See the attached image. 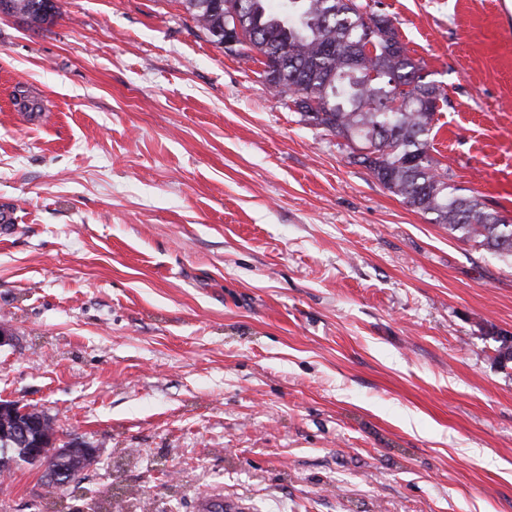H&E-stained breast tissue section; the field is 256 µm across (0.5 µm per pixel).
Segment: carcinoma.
<instances>
[{"label":"carcinoma","mask_w":512,"mask_h":512,"mask_svg":"<svg viewBox=\"0 0 512 512\" xmlns=\"http://www.w3.org/2000/svg\"><path fill=\"white\" fill-rule=\"evenodd\" d=\"M43 14L24 17L41 26L57 13L53 0ZM181 0L184 9L217 45L240 22L237 51L262 65V76L304 116L356 145L354 162L410 207L460 238L512 257V224L475 197L448 184V169L430 153L433 120L445 93L425 80L392 21L379 18L367 0ZM35 464L30 444L0 432V475ZM86 467L75 444L48 460L47 487L71 483Z\"/></svg>","instance_id":"obj_1"}]
</instances>
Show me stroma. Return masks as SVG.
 <instances>
[{
    "mask_svg": "<svg viewBox=\"0 0 512 512\" xmlns=\"http://www.w3.org/2000/svg\"><path fill=\"white\" fill-rule=\"evenodd\" d=\"M0 17V400L95 449L0 512H512V259L451 234L178 0ZM433 155L512 220V0H380ZM22 86L42 103L26 120Z\"/></svg>",
    "mask_w": 512,
    "mask_h": 512,
    "instance_id": "35a3bbf8",
    "label": "stroma"
}]
</instances>
